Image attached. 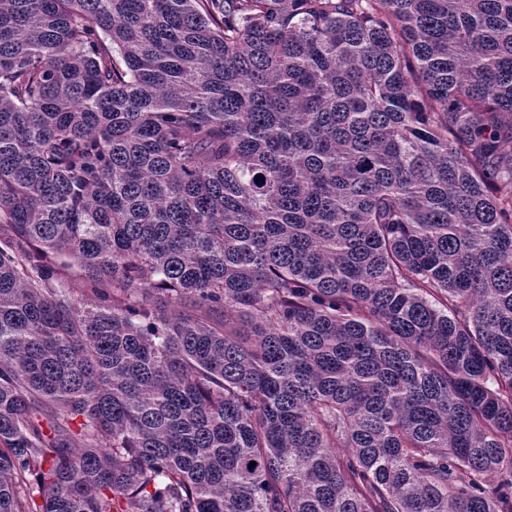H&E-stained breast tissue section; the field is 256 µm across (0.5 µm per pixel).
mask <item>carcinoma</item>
I'll list each match as a JSON object with an SVG mask.
<instances>
[{
    "label": "carcinoma",
    "mask_w": 512,
    "mask_h": 512,
    "mask_svg": "<svg viewBox=\"0 0 512 512\" xmlns=\"http://www.w3.org/2000/svg\"><path fill=\"white\" fill-rule=\"evenodd\" d=\"M0 512H512V0H0Z\"/></svg>",
    "instance_id": "carcinoma-1"
}]
</instances>
